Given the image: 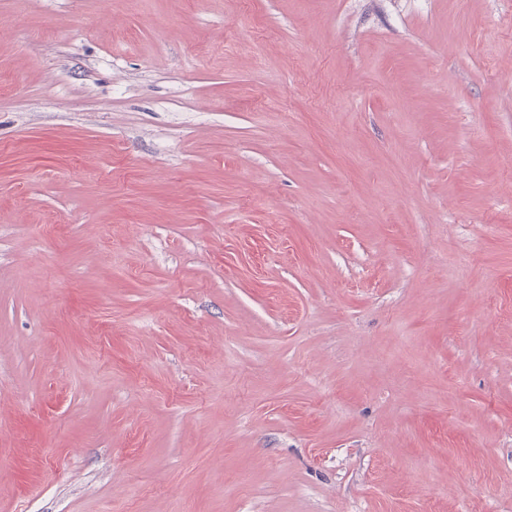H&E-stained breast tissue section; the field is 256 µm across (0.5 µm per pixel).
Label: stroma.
Masks as SVG:
<instances>
[{
	"label": "stroma",
	"mask_w": 512,
	"mask_h": 512,
	"mask_svg": "<svg viewBox=\"0 0 512 512\" xmlns=\"http://www.w3.org/2000/svg\"><path fill=\"white\" fill-rule=\"evenodd\" d=\"M511 64L512 0H0V512H512Z\"/></svg>",
	"instance_id": "stroma-1"
}]
</instances>
